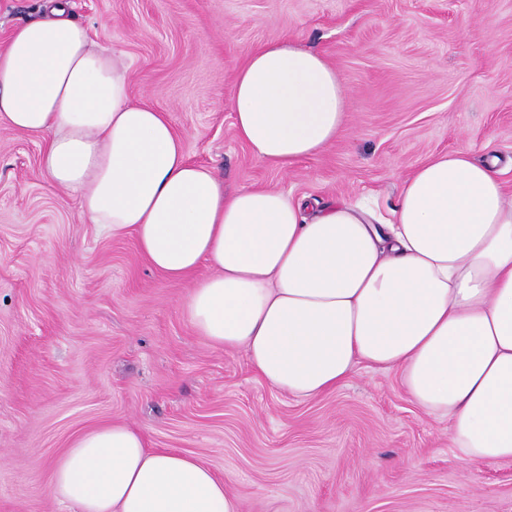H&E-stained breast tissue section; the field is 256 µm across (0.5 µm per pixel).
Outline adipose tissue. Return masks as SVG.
Masks as SVG:
<instances>
[{
	"label": "adipose tissue",
	"instance_id": "obj_1",
	"mask_svg": "<svg viewBox=\"0 0 512 512\" xmlns=\"http://www.w3.org/2000/svg\"><path fill=\"white\" fill-rule=\"evenodd\" d=\"M231 108L239 139L281 170L346 122L335 69L294 43L238 67ZM1 123L43 138V174L91 223L134 234L168 280L197 276L184 314L271 387L308 399L357 365L394 370L416 406L447 416L462 465L512 461V202L497 157L431 158L382 225L343 199L312 212L274 189L226 192L167 113L131 99L128 65L70 0H45L0 50ZM51 470L77 512H238L210 468L123 424L81 433Z\"/></svg>",
	"mask_w": 512,
	"mask_h": 512
}]
</instances>
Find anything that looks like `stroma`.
<instances>
[{"instance_id": "obj_1", "label": "stroma", "mask_w": 512, "mask_h": 512, "mask_svg": "<svg viewBox=\"0 0 512 512\" xmlns=\"http://www.w3.org/2000/svg\"><path fill=\"white\" fill-rule=\"evenodd\" d=\"M93 40L132 64L130 94L168 113L191 162L226 191L371 200L462 146L504 160L512 198V0H72ZM273 41L321 54L342 84L335 142L282 171L236 136L237 65ZM40 142L0 126V512H75L51 462L123 423L226 480L239 512H512V461L463 467L448 420L395 371L358 365L308 400L182 312L195 279L150 267L44 178Z\"/></svg>"}]
</instances>
